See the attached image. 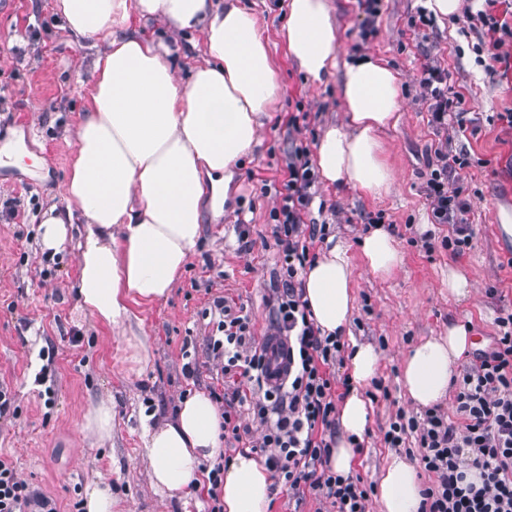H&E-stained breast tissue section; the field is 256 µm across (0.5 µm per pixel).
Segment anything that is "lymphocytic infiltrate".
Instances as JSON below:
<instances>
[{
    "mask_svg": "<svg viewBox=\"0 0 512 512\" xmlns=\"http://www.w3.org/2000/svg\"><path fill=\"white\" fill-rule=\"evenodd\" d=\"M502 14H495L496 5ZM481 34V47L498 61L512 57V0H482L468 12ZM420 99L439 139L433 146V169L425 195L433 224L445 227L439 243L423 240L426 251L441 247L455 256L471 249L475 229L467 214L470 201L460 172L468 167L464 154L454 152L448 132L450 119L463 115L464 98L448 87L445 69L425 63L417 78ZM317 176L308 148L289 152L283 169L280 203L270 216L281 254V287L270 323L272 335L288 345L286 378L267 381V350L257 343L254 325L227 302L214 306L216 333L208 339L222 391L223 437L241 440L238 409L248 406L254 422L263 426L252 450L266 458L275 486L306 492L329 503L333 512H367L373 485L344 476L329 465L336 444V387L345 344L339 334H322L304 297L302 273L310 250L325 239L329 227L307 221L318 193ZM494 347L464 362L453 382L454 414L433 406L414 415L397 410L383 434L385 447L417 445V464L431 482L423 490L420 512H512V312L496 320ZM478 470L481 482H466V469ZM0 512H58L56 501L20 480L9 459L0 457Z\"/></svg>",
    "mask_w": 512,
    "mask_h": 512,
    "instance_id": "f902f5d3",
    "label": "lymphocytic infiltrate"
}]
</instances>
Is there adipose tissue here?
<instances>
[{
  "label": "adipose tissue",
  "mask_w": 512,
  "mask_h": 512,
  "mask_svg": "<svg viewBox=\"0 0 512 512\" xmlns=\"http://www.w3.org/2000/svg\"><path fill=\"white\" fill-rule=\"evenodd\" d=\"M66 28L84 39L108 33L93 61L89 108L76 130V150L64 187L66 214L48 210L40 224L48 256L62 252L77 228L78 297L98 322L130 321V303L166 299L201 235L202 205L222 210L235 162L255 147L262 118L278 95V82L253 13L238 0H56ZM282 38L293 62L314 86L342 69V124L329 127L315 164L330 186L342 184L379 197L393 184L383 134L400 109L397 73L366 55L338 61L336 25L327 0H288ZM161 18L175 29L201 31L207 56L179 81L163 43L130 30L131 17ZM361 258L386 279L401 263L383 226L364 237ZM305 297L323 333L347 328L355 307L348 249L337 243L303 274ZM470 345L467 330L448 328L406 355L402 387L428 408L448 395L453 368ZM380 354L351 341L346 366L352 388L339 415L340 434L330 464L349 474L370 422L362 394L378 372ZM221 415L210 395L195 391L173 419L140 417L152 485L175 497L218 461ZM423 485L405 457L392 456L380 481V512H419ZM224 512H269L271 479L264 460L237 454L225 463Z\"/></svg>",
  "instance_id": "ef3b65f1"
}]
</instances>
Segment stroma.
<instances>
[{"label":"stroma","mask_w":512,"mask_h":512,"mask_svg":"<svg viewBox=\"0 0 512 512\" xmlns=\"http://www.w3.org/2000/svg\"><path fill=\"white\" fill-rule=\"evenodd\" d=\"M55 0H0V138L17 144L20 164L0 168V386L10 410L0 418V456L11 458L18 477L57 501L59 512H76L86 485L112 486L116 512H207V495L197 492L168 499L148 478L140 437L142 412L156 420L172 417L195 391H213L217 369L207 357L212 327L202 318L217 297L251 317L256 336L269 328L279 286L281 259L270 212L274 193L263 181L280 182L284 159L298 145L316 148L329 124L342 123L335 81L313 87L288 55L281 36L284 0H241L254 12L268 42L279 93L259 129V142L233 168L224 211L203 212L195 253L166 300L132 305V325L96 323L77 298V249L68 243L48 260L42 255L39 225L48 208L65 212L64 185L75 150V131L90 104L94 50L88 39L64 26ZM338 23L339 60L355 54L380 57L400 78L399 121L383 135L394 173L389 193L373 199L350 187L320 186L324 209H311L312 221L330 226L334 239L349 249L356 307L348 335L380 353L379 380L390 397L372 402L370 430L352 475L379 484L391 454L381 438L397 409L418 413L399 383L402 360L414 344L464 325L475 350L488 349L500 309H512V234L498 233L503 214L512 215V130L498 119L512 110V58L491 59L478 52L477 32L465 13L415 24L419 0H382L376 32L360 43L358 0H331ZM132 31L168 45L180 80L202 60V35L178 31L160 19H136ZM435 61L448 73L452 91L465 99V130L455 134L454 150L467 154L462 176L468 186L475 226L473 246L462 256L443 249L428 253L415 238L431 230L424 188L430 173V147L437 135L418 100L415 78ZM307 125L289 127L297 112ZM21 199V215H7L3 203ZM249 223L240 237L237 219ZM387 224L402 264L381 280L363 265L360 243L374 220ZM466 272L471 294L459 302L448 294V270ZM497 295H489V288ZM145 336L150 361L145 369L130 362L129 331ZM197 364L187 378L186 361ZM112 403V437L101 441L82 429V411L93 401Z\"/></svg>","instance_id":"stroma-1"}]
</instances>
